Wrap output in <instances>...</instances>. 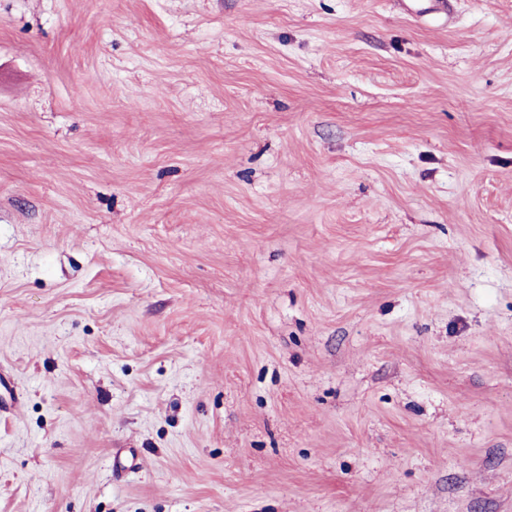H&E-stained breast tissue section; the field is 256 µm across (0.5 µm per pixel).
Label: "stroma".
Listing matches in <instances>:
<instances>
[{"label":"stroma","mask_w":512,"mask_h":512,"mask_svg":"<svg viewBox=\"0 0 512 512\" xmlns=\"http://www.w3.org/2000/svg\"><path fill=\"white\" fill-rule=\"evenodd\" d=\"M0 0V512H512V0Z\"/></svg>","instance_id":"35a3bbf8"}]
</instances>
